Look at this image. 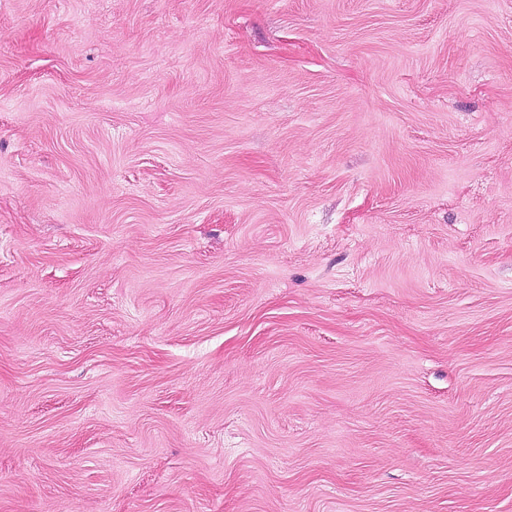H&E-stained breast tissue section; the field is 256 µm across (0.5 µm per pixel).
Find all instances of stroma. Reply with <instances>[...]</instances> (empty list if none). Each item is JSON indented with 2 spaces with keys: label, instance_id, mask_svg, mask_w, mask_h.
<instances>
[{
  "label": "stroma",
  "instance_id": "stroma-1",
  "mask_svg": "<svg viewBox=\"0 0 512 512\" xmlns=\"http://www.w3.org/2000/svg\"><path fill=\"white\" fill-rule=\"evenodd\" d=\"M0 512H512V0H0Z\"/></svg>",
  "mask_w": 512,
  "mask_h": 512
}]
</instances>
